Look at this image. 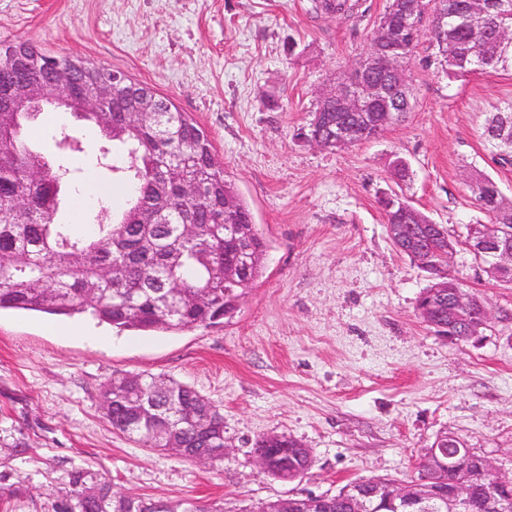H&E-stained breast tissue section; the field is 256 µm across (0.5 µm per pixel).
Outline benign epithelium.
<instances>
[{
  "mask_svg": "<svg viewBox=\"0 0 512 512\" xmlns=\"http://www.w3.org/2000/svg\"><path fill=\"white\" fill-rule=\"evenodd\" d=\"M434 10H429V4ZM389 0L388 17L394 18V30L402 39H416L423 35L436 40L443 25L441 0ZM497 11V0H466L463 13L471 43V56H484L485 44L492 38L512 43V27L492 28L488 19ZM392 35L387 21L377 24L368 56L354 66L347 79L321 93L318 114L336 112V132L332 143L346 147L360 140L361 128L377 126V131L400 120L409 111V83L407 69L390 62ZM48 73L44 79L23 81L14 88L16 104L3 106L1 112H37L46 105L60 106L74 102L79 114L107 111L112 96L121 91L123 76L111 75L87 68L79 61L67 65L43 68ZM136 111L141 119L154 121L160 108L156 97L143 96ZM400 222L387 225L392 241L401 242L404 225L410 223L416 211L401 208ZM512 229L506 224H472L469 226L464 246L478 259L488 264V273L498 279L512 282ZM456 253V246L448 241L433 238L429 246L416 254L414 260L428 272H438L449 277L447 264ZM448 292V320L469 327V337L481 335L491 320V312L477 297L461 288L460 281H444L431 285V294L444 289ZM445 470L464 475L448 486H437L427 480H388L382 493L386 502L397 512H458L468 503L472 480L490 483L487 507L489 512H504L507 495L512 492V476H507L489 459L461 445L456 436L444 434L433 447L426 450L420 464L421 471ZM329 497L306 495L279 502L291 512H325Z\"/></svg>",
  "mask_w": 512,
  "mask_h": 512,
  "instance_id": "obj_1",
  "label": "benign epithelium"
}]
</instances>
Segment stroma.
Masks as SVG:
<instances>
[{
	"label": "stroma",
	"instance_id": "stroma-1",
	"mask_svg": "<svg viewBox=\"0 0 512 512\" xmlns=\"http://www.w3.org/2000/svg\"><path fill=\"white\" fill-rule=\"evenodd\" d=\"M388 0L352 16L313 0H0V41L30 39L48 55L81 57L169 98L210 135L249 204L267 252L262 278L232 319L178 332L118 330L85 316L0 312V512H52L72 471L115 492L252 512L295 495H333L370 478L409 480L440 433L512 474V283L458 248L451 265L494 314L479 340L449 342L418 316L432 279L393 245L382 193L396 189L465 238L490 216L480 176L512 201V166L485 147L487 118L512 99V62L451 80L422 41L410 58L411 108L346 148L299 141L320 89L365 57ZM123 203L124 183L96 160L97 127L62 108L38 116L35 148L60 156ZM411 178L395 185L394 157ZM190 385L224 413V460L201 465L112 430L101 387L116 374ZM275 432L312 454L293 482L260 471L254 442Z\"/></svg>",
	"mask_w": 512,
	"mask_h": 512
}]
</instances>
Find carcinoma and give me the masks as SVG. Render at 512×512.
Wrapping results in <instances>:
<instances>
[{
  "label": "carcinoma",
  "instance_id": "1",
  "mask_svg": "<svg viewBox=\"0 0 512 512\" xmlns=\"http://www.w3.org/2000/svg\"><path fill=\"white\" fill-rule=\"evenodd\" d=\"M448 14V38L465 41L461 5ZM331 15H347V0H322L316 5ZM41 54L30 41L0 45V104L11 99L23 73L10 68L14 58ZM512 59V44H493L482 64L463 57L448 68V77L490 73ZM146 85L127 80L126 91L112 99L108 111L88 117L112 146L111 171L124 176L126 205L112 210L102 200L100 221L90 233L57 222L67 188L77 194L74 171L34 152L28 130L36 112H3L0 133L13 147L0 154V310L37 311L54 316L88 314L118 329L176 332L208 327L233 317L237 301L264 271L266 242L234 184L226 178L209 134L169 99L170 111L160 124L146 125L135 112L137 94ZM488 120L487 144L501 165H512V143ZM50 166L57 177L33 181L30 173ZM201 174L204 193L182 196L173 187L184 175ZM477 187V201L494 224L512 225V211L494 213L497 183L486 177ZM152 211L159 224H137L130 213ZM197 225L192 236L181 234L185 223ZM241 235L250 247L245 254L249 277L224 276V229ZM105 418L112 428L147 448L164 451L178 445L189 453L224 447L222 409L195 388L161 377L135 374L129 387L107 383L101 390ZM200 409L196 422L184 412ZM484 486L474 487L460 512H485ZM151 497L129 502L114 493L112 483L89 470L71 473L70 489L53 504V512H137Z\"/></svg>",
  "mask_w": 512,
  "mask_h": 512
}]
</instances>
